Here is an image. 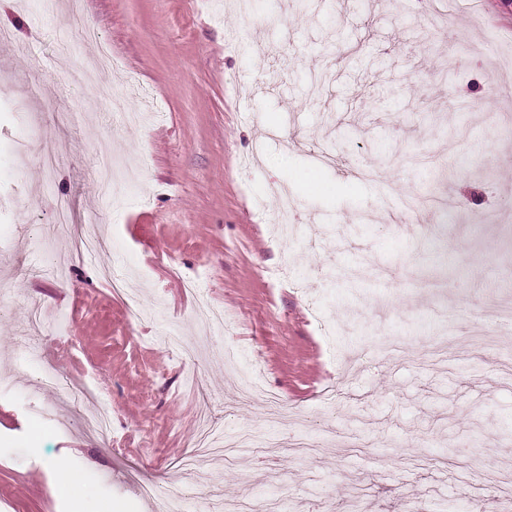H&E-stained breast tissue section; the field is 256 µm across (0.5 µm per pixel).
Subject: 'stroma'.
Wrapping results in <instances>:
<instances>
[{"label": "stroma", "instance_id": "stroma-1", "mask_svg": "<svg viewBox=\"0 0 512 512\" xmlns=\"http://www.w3.org/2000/svg\"><path fill=\"white\" fill-rule=\"evenodd\" d=\"M66 8L0 0V512H157L140 483L175 479L188 508L512 512V331L486 316L512 303V0H82L94 41ZM60 200L98 219L94 259L41 245ZM34 303L60 322L40 361L14 349ZM47 362L96 386L108 441L39 387ZM205 406L253 445L180 470ZM294 206L288 199V196H282L279 201V206L270 218L275 224V230L279 237H288V222L294 219Z\"/></svg>", "mask_w": 512, "mask_h": 512}]
</instances>
